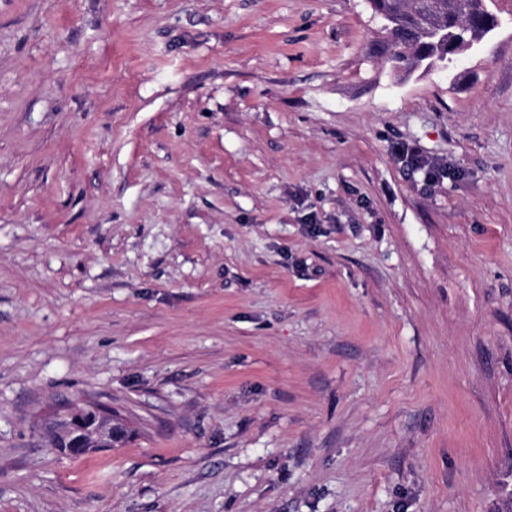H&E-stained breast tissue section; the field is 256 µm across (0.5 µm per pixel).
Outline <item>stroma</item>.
I'll return each instance as SVG.
<instances>
[{
    "instance_id": "35a3bbf8",
    "label": "stroma",
    "mask_w": 512,
    "mask_h": 512,
    "mask_svg": "<svg viewBox=\"0 0 512 512\" xmlns=\"http://www.w3.org/2000/svg\"><path fill=\"white\" fill-rule=\"evenodd\" d=\"M494 9L400 81L367 0H0V512H512ZM120 425L112 418V413L99 404L79 401L72 404L63 416H56L48 433L53 447L55 441L65 445L69 452H81L88 445L112 448Z\"/></svg>"
}]
</instances>
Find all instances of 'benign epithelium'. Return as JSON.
Instances as JSON below:
<instances>
[{
    "mask_svg": "<svg viewBox=\"0 0 512 512\" xmlns=\"http://www.w3.org/2000/svg\"><path fill=\"white\" fill-rule=\"evenodd\" d=\"M120 423L100 405L86 401L72 404L62 416L56 417L48 429L50 441L63 444L69 452H80L88 445L110 448L119 434Z\"/></svg>",
    "mask_w": 512,
    "mask_h": 512,
    "instance_id": "7a95c632",
    "label": "benign epithelium"
}]
</instances>
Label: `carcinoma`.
<instances>
[{"mask_svg":"<svg viewBox=\"0 0 512 512\" xmlns=\"http://www.w3.org/2000/svg\"><path fill=\"white\" fill-rule=\"evenodd\" d=\"M384 22L386 61L401 79L448 67V51L461 55L478 48L492 33L474 25L492 19L487 0H369Z\"/></svg>","mask_w":512,"mask_h":512,"instance_id":"cac0c4a2","label":"carcinoma"}]
</instances>
